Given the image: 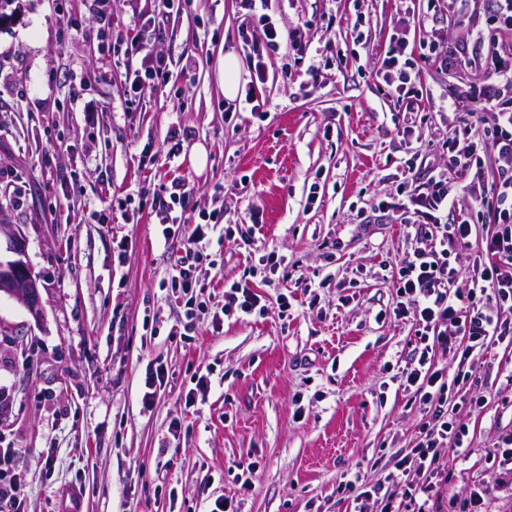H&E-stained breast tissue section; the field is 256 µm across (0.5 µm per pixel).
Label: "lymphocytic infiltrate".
<instances>
[{"instance_id":"lymphocytic-infiltrate-1","label":"lymphocytic infiltrate","mask_w":512,"mask_h":512,"mask_svg":"<svg viewBox=\"0 0 512 512\" xmlns=\"http://www.w3.org/2000/svg\"><path fill=\"white\" fill-rule=\"evenodd\" d=\"M427 16L447 12L467 22L464 40L446 42L437 29L426 30L419 47L440 72L466 65L479 73L477 83H461L459 99L469 104V117L456 133L443 140L446 166L408 163L400 183L398 203H380L379 211L398 210L411 249L398 267V300L391 310L395 319H412L423 340L405 372L420 407L428 415L420 425L413 447L397 463L386 485H368L359 475L339 484L352 498L355 512H370L378 501L380 512H439L440 450L464 447L469 428L450 413L448 375L435 364L434 350L461 351L464 362L477 366L485 350L512 336V43L494 39L493 30L512 31V0H426ZM247 11L241 37L250 48L251 83L246 100H253L256 84L266 80L265 59L282 51L287 57L303 55L304 25L281 29L268 12V0H243ZM409 19H402L396 33L380 51L381 78L397 101L422 97L417 63L409 52ZM457 170L481 212L492 215L495 228L485 239L472 263L465 287H458V270L452 256L468 247L475 231L467 222L443 223L455 203L448 184L449 170ZM158 212L164 213V239L180 238L184 253L174 264L172 281L183 292L197 289V264L201 247L214 226L196 223L183 228L168 221L175 208H187L191 197L180 182L157 193ZM281 259L277 251L261 255L257 264L224 289L225 315L249 317L264 314L267 304L256 283H269L277 275ZM17 452L0 448V512H21L25 486L13 463Z\"/></svg>"}]
</instances>
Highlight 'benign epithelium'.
I'll list each match as a JSON object with an SVG mask.
<instances>
[{
    "label": "benign epithelium",
    "mask_w": 512,
    "mask_h": 512,
    "mask_svg": "<svg viewBox=\"0 0 512 512\" xmlns=\"http://www.w3.org/2000/svg\"><path fill=\"white\" fill-rule=\"evenodd\" d=\"M6 249L14 258L6 261L0 259V295L19 301L38 319L43 313L40 277L25 260L27 242L19 230L8 235Z\"/></svg>",
    "instance_id": "obj_1"
}]
</instances>
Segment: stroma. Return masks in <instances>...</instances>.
Here are the masks:
<instances>
[{"label": "stroma", "mask_w": 512, "mask_h": 512, "mask_svg": "<svg viewBox=\"0 0 512 512\" xmlns=\"http://www.w3.org/2000/svg\"><path fill=\"white\" fill-rule=\"evenodd\" d=\"M404 0H276L279 26L309 23L305 62L317 83L266 62L257 104L229 101L224 54L247 62L241 0H193L155 41L151 0H112V31L139 35L124 57L97 39L87 0H18L0 26V235L20 230L40 276L43 314L0 298V444L17 448L24 512H353L337 491L347 473L373 484L413 446L422 411L402 371L419 343L411 322L380 318L397 300L410 250L395 212L361 220L394 196L408 160L442 161L458 116L435 102H396L362 43H385ZM172 78L127 104L128 79L155 53ZM421 122L419 135L402 127ZM190 136L177 158L171 128ZM206 151L205 165L193 158ZM178 181L222 223L263 211L252 245L206 243L196 276L208 314L184 330L186 298L170 284L183 255L164 240L152 203ZM293 277L262 286L268 310L221 314L224 286L264 251ZM287 296L288 310L278 299ZM168 380L141 404L147 365ZM512 344L493 345L453 389L470 445L444 448L445 496L470 494L500 471L493 444L512 433ZM208 384L196 389L194 377ZM486 395L484 408L468 398ZM180 422L178 438L168 434ZM251 463L250 472L236 467Z\"/></svg>", "instance_id": "1"}]
</instances>
